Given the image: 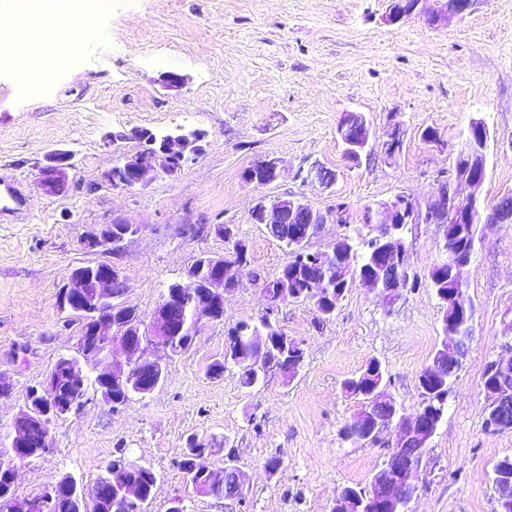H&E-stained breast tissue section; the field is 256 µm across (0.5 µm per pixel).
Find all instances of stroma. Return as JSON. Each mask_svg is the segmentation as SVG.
<instances>
[{
    "mask_svg": "<svg viewBox=\"0 0 512 512\" xmlns=\"http://www.w3.org/2000/svg\"><path fill=\"white\" fill-rule=\"evenodd\" d=\"M389 0H112L95 24L97 37L42 75L23 96L20 79L0 72V176L19 182L29 206L19 224H0V374L13 390L0 398L7 431L29 386L70 353L79 324L57 304L59 288L78 267L117 265L127 305L150 322L168 284L181 280L202 254L223 256L216 227L228 224L248 247L224 297V317L203 323L191 347L173 355L152 393L119 410L92 396L57 422L54 449L19 465L15 494L27 498L64 475L92 483L117 456L150 465L159 475L151 512L180 496L186 512H332L346 486L369 487L395 443L344 441L341 428L359 412L343 390L369 360L381 362L388 391L404 413L421 406L418 378L442 341V304L428 276L442 257L445 225L406 224L412 288L387 303L379 291L353 283L330 316L309 301L281 306L277 318L299 341L304 359L294 377L269 367L246 387L222 359L229 337L255 325L265 284L291 256L252 223L256 197L297 195L326 213L347 207V221L325 224L309 251L370 237L365 206L403 194L434 202L438 181L453 169L471 119L490 130L485 206L512 192V0H475L440 26L414 15L388 22ZM185 75L167 88L164 72ZM362 113L370 140L351 158L337 132L341 116ZM145 126L159 133L205 131L204 150L177 177L160 176L141 190L104 175L136 141L109 143V132ZM402 145L388 155L392 127ZM435 131L438 143L425 139ZM72 155L63 192L46 193L42 168L55 151ZM277 160L282 172L257 188L244 169ZM319 164L336 173L332 186L297 178ZM140 225L120 253L85 248L81 238L114 217ZM466 292L476 309L469 351L448 395L444 416L423 461L410 512H497L491 480L498 460L512 457V429L485 428L483 374L512 352V224L479 228ZM28 348L14 359L16 346ZM214 443L209 468L233 462L246 476L243 502L199 494L176 467L188 439ZM281 465L268 472L265 463Z\"/></svg>",
    "mask_w": 512,
    "mask_h": 512,
    "instance_id": "1",
    "label": "stroma"
}]
</instances>
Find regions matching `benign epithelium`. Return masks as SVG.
<instances>
[{"label": "benign epithelium", "mask_w": 512, "mask_h": 512, "mask_svg": "<svg viewBox=\"0 0 512 512\" xmlns=\"http://www.w3.org/2000/svg\"><path fill=\"white\" fill-rule=\"evenodd\" d=\"M426 0H391L389 20L398 22L414 13L425 15L433 26L445 23L450 15H463L472 6V0H455L448 6L445 0H434L436 6L430 10L423 7ZM338 134L350 146V152L358 156L369 144L370 129L364 115L355 112L344 114L337 128ZM488 129L480 119H473L468 126V146L466 161L455 167L448 179L440 181L436 200L426 210H421L410 198L397 195L371 208L370 224L376 232L375 238L382 243L367 259L372 269L369 277H357L350 268L333 265L327 255L316 251L308 255L311 264L319 266L318 277L324 281L340 276L379 288L389 301H394L400 291L407 287L408 279L404 264L406 249L397 231L404 224H448V233H453V224H493L512 223V210L506 207L486 208L480 197V189L485 180L487 156L484 152ZM205 132L200 129L179 130L159 134L149 128H134L130 131H114L107 135L108 141L117 143L134 140L140 149L125 155L109 169L104 178L109 183L118 184L128 190L141 189L159 175L170 178L176 176L184 161L190 155L202 151L201 142ZM70 154L65 151L53 153L48 164L42 169L41 183L48 193L62 189L71 168ZM281 170L278 162L258 161L249 166L243 176L248 183L258 186L269 185L279 179ZM306 181L322 187L331 186L335 178L329 176L327 168L314 166L306 171ZM468 190L461 196L462 190ZM251 221L263 224L266 229L276 225L291 224L290 237L300 240L302 248L319 224L328 223V216L312 209L300 198L288 196L262 195L255 199L250 209ZM140 231V226L123 219H114L103 224L82 238L88 249L112 250L117 253L124 243ZM472 260L471 252L448 253L446 265L452 273L463 279L466 268ZM199 264L212 263L218 272L205 287L200 288L192 271H186L180 281V290L171 292L157 306L149 325L136 320L120 323L105 315L102 308L120 299L126 292V280L118 266L108 263L88 265L74 269L68 280L60 287L58 296L61 310L67 313L84 315L73 353L68 358L74 360L64 370L54 365L50 372L26 395L23 408L17 412L12 429V441H18L24 434L26 425L33 415L31 402L40 396L44 398L42 413L43 433L40 447L45 452L54 448L52 426L58 420L78 410L83 399L70 398L61 401L59 406L52 403L53 397L60 394L64 383L83 386L86 374L107 382L117 381L132 384L136 377L150 379L158 375L165 378L166 358L178 351L176 327L167 320L168 304L174 300L189 307L195 326L204 321H217L224 316V294L226 286L235 284L234 270L242 263L224 260L222 257L202 255ZM456 315L465 322L476 313L471 300L464 293H454L446 300ZM126 356L121 363L116 353ZM448 364L460 366L467 355L466 339L454 337L451 348L444 351ZM483 387L487 395V408L491 424L500 428H512L508 421L512 408V355L491 361L484 373ZM362 412L351 424L353 431L366 436L380 437L391 429L397 430L395 446L386 461L391 474L382 478L374 477L370 488L355 493L338 494L335 512H397L400 502L409 501L417 491V484L410 480V474L420 471L423 459L428 452L431 438L442 418V410L434 405L420 408L410 415H386L379 420L367 419ZM493 483L498 493L501 512H512V466L502 462L493 469Z\"/></svg>", "instance_id": "obj_1"}]
</instances>
